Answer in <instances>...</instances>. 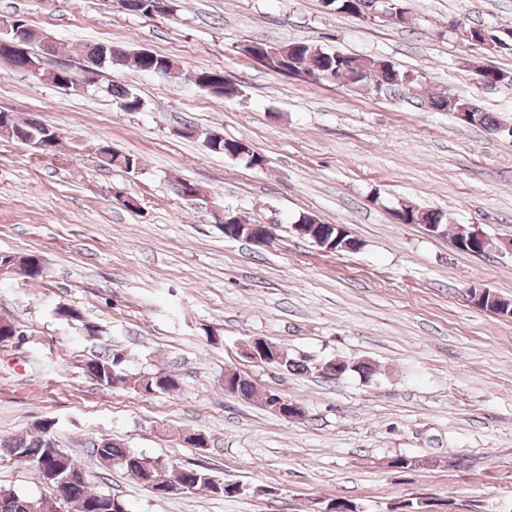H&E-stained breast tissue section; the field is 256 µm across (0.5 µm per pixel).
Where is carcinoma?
I'll return each mask as SVG.
<instances>
[{"mask_svg":"<svg viewBox=\"0 0 512 512\" xmlns=\"http://www.w3.org/2000/svg\"><path fill=\"white\" fill-rule=\"evenodd\" d=\"M377 0H329L324 7L354 17L371 15L376 10ZM27 41V52L15 55L10 63L12 69L19 73L28 70L29 65L36 61L40 52L43 37L31 28L21 30ZM470 38L481 44L491 43L495 47L507 45L506 39H512V31L507 38L489 34L482 29L472 28ZM263 49L261 63L267 68L284 76L299 78L311 71H318L320 81H329V76L337 75L352 85L367 83L377 90L390 89L406 91L411 84L410 76L397 70L388 61H379L341 51L329 50L309 42H291L277 44L260 42ZM121 63L142 72H165L172 68L181 67V62L168 56L151 52L141 54L131 53L123 46L112 43L96 44L86 51L83 71L92 73L95 70ZM476 82L487 86L512 83V72L504 71L493 66L476 70ZM197 85L218 98L231 101L240 94V88L224 78L219 70H205L194 73ZM120 106L126 112H138L142 108L141 99L122 85L109 88ZM467 100L459 97L437 98L431 101L434 109L452 113L465 110ZM470 125L480 126L490 132H507V129L493 116L480 108L471 110ZM0 127L3 134L0 137L24 143L44 155L52 154L59 149L61 139L58 132L51 126L34 119L20 122L9 112H0ZM213 153H221L229 157L243 155L247 163H263L265 159L257 153L250 152L244 147V141L225 139L207 147ZM96 162L105 169L122 168L133 170L139 167L140 159L134 155L121 153L111 145L104 143L97 148ZM404 220L408 223L431 224V232H440L442 217L440 213L431 210H420L410 205L404 208ZM19 262L23 269L22 277L38 281L43 278L39 263V254L19 256L11 252H0V266ZM478 307L495 313L498 316L512 317V299L496 294L486 293L478 303ZM286 370H315L325 378L334 379L349 371L370 378L371 367L365 362L336 364L332 359L296 360L286 357L281 364ZM87 376L103 386H111L116 382L127 379L125 374V357L119 352L96 356L84 364ZM135 387L145 394H155L177 388V380L166 372L144 373L135 381ZM234 390L246 400H262L265 394L256 391L251 380L238 374L234 375ZM53 423L44 425L38 432L30 435L15 436L0 439V455L9 458L26 457L25 465L35 475L42 476V471L49 470L52 476H43V482L50 486L55 493V501L59 508L71 507L74 512H131L128 504L119 497L97 492L91 489L86 475L76 469L77 462L58 444L50 434ZM98 462L103 468L118 466L128 475L134 477L147 488L161 486L185 485L192 490L205 489L214 495L231 497L243 491V486L224 484V480L216 478L210 469L204 466L178 467L171 463L164 466L146 467L142 464L145 456L127 451L121 445L110 440H102L94 446ZM0 512H51L49 502L29 497L13 489L0 487Z\"/></svg>","mask_w":512,"mask_h":512,"instance_id":"1","label":"carcinoma"}]
</instances>
